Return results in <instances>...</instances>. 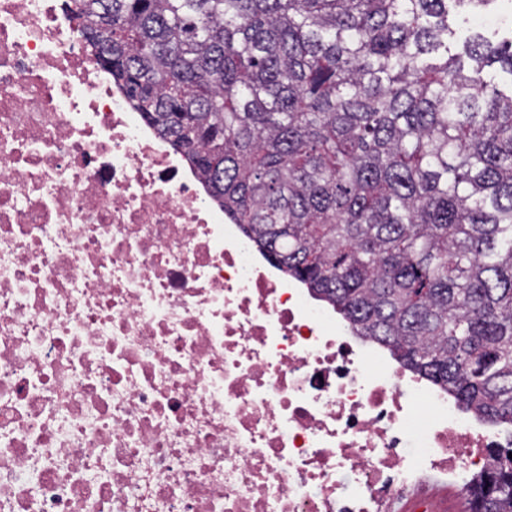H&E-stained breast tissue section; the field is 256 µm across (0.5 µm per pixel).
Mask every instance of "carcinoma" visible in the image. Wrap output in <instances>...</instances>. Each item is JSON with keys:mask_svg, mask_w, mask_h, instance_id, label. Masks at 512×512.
<instances>
[{"mask_svg": "<svg viewBox=\"0 0 512 512\" xmlns=\"http://www.w3.org/2000/svg\"><path fill=\"white\" fill-rule=\"evenodd\" d=\"M498 0H65L234 224L467 410L512 426V39ZM512 448L465 488L512 512ZM512 0L500 1L492 13V19H498L496 24L485 23L481 26L479 21L470 19L467 23L460 22L458 32L467 34L472 30H483L485 35L493 41H502L512 37ZM496 33V34H494Z\"/></svg>", "mask_w": 512, "mask_h": 512, "instance_id": "obj_1", "label": "carcinoma"}]
</instances>
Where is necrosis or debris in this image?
<instances>
[{
  "instance_id": "4bbe7bcc",
  "label": "necrosis or debris",
  "mask_w": 512,
  "mask_h": 512,
  "mask_svg": "<svg viewBox=\"0 0 512 512\" xmlns=\"http://www.w3.org/2000/svg\"><path fill=\"white\" fill-rule=\"evenodd\" d=\"M511 447L230 223L62 0H0V512H392Z\"/></svg>"
}]
</instances>
